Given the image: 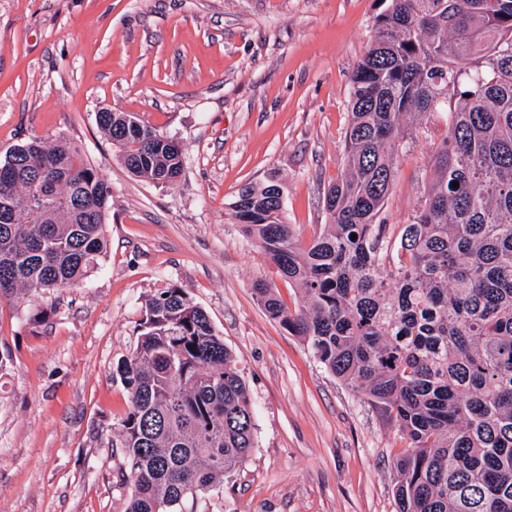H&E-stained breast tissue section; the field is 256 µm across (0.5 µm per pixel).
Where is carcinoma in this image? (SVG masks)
I'll return each instance as SVG.
<instances>
[{
  "label": "carcinoma",
  "instance_id": "1",
  "mask_svg": "<svg viewBox=\"0 0 512 512\" xmlns=\"http://www.w3.org/2000/svg\"><path fill=\"white\" fill-rule=\"evenodd\" d=\"M350 79L343 171L307 245L271 176L243 186L236 223L279 276L269 317L406 441L396 512H512V0H388ZM446 118L432 181L390 250L377 221L396 141ZM96 123L135 177L173 183L174 140L129 112ZM459 183V187L451 183ZM110 184L62 139L33 135L0 159V300L76 286L100 264ZM357 239H351V235ZM117 373V424L134 487L126 512H182L254 448L247 386L207 313L172 285L152 297Z\"/></svg>",
  "mask_w": 512,
  "mask_h": 512
}]
</instances>
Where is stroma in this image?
Segmentation results:
<instances>
[{
  "label": "stroma",
  "mask_w": 512,
  "mask_h": 512,
  "mask_svg": "<svg viewBox=\"0 0 512 512\" xmlns=\"http://www.w3.org/2000/svg\"><path fill=\"white\" fill-rule=\"evenodd\" d=\"M382 0H0V155L63 136L112 187L99 267L84 282L0 303V512H126L114 429L129 410L115 376L145 304L175 284L209 316L252 402L255 446L220 493L183 512H396L405 443L300 338L253 283L276 274L230 209L277 175L302 241L326 221L343 167L350 77ZM132 112L177 141L174 184L132 176L99 130ZM443 120L413 125L379 215L409 223L425 196ZM47 309L33 327V307Z\"/></svg>",
  "instance_id": "stroma-1"
}]
</instances>
